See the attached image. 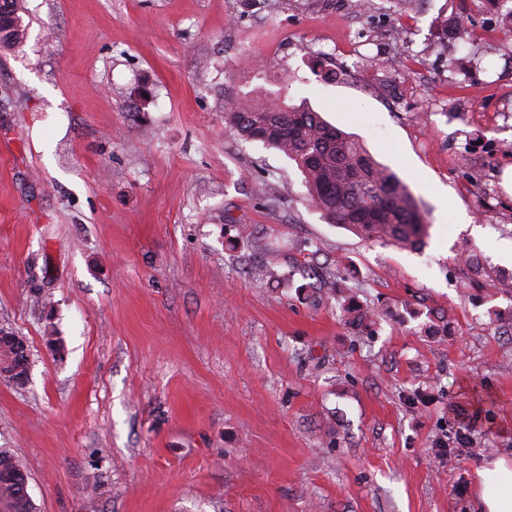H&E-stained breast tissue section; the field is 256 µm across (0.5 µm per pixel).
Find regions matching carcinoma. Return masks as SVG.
I'll return each instance as SVG.
<instances>
[{"label":"carcinoma","instance_id":"carcinoma-1","mask_svg":"<svg viewBox=\"0 0 512 512\" xmlns=\"http://www.w3.org/2000/svg\"><path fill=\"white\" fill-rule=\"evenodd\" d=\"M501 19L504 37L512 38V0H470ZM7 7L3 21L17 28L16 42L25 36L22 18L11 8L13 0H0ZM467 9L446 20L442 35L450 40L468 33ZM224 118L248 140L260 141L292 160L304 177L313 206L332 224H340L363 239L400 248L420 246L427 234L425 217L407 184L389 168L380 165L358 138L328 124L305 104L245 103L228 106ZM344 319L364 330L374 324V314L350 297L341 304ZM28 377V362L19 358L14 338L0 339V370ZM27 481L16 454L0 448V499L10 498Z\"/></svg>","mask_w":512,"mask_h":512}]
</instances>
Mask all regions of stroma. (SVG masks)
Here are the masks:
<instances>
[{
    "label": "stroma",
    "instance_id": "stroma-1",
    "mask_svg": "<svg viewBox=\"0 0 512 512\" xmlns=\"http://www.w3.org/2000/svg\"><path fill=\"white\" fill-rule=\"evenodd\" d=\"M371 4L16 0L0 327L32 367L0 381V448L36 512H476L478 470L512 458V292L489 286L512 280V39L476 12L442 45L448 0ZM229 97L359 138L423 245L327 223L291 160L226 128ZM344 319L358 328L369 330L375 323L372 314L367 308L355 302L349 296L345 295V300L341 304Z\"/></svg>",
    "mask_w": 512,
    "mask_h": 512
}]
</instances>
